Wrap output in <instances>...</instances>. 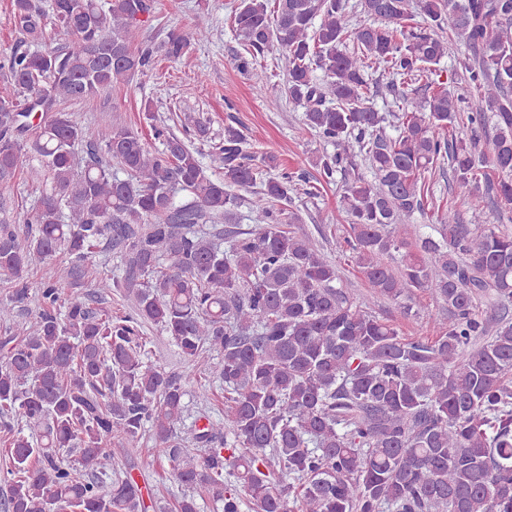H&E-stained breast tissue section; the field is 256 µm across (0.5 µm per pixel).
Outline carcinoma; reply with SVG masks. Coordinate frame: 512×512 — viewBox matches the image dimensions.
<instances>
[{
    "instance_id": "obj_1",
    "label": "carcinoma",
    "mask_w": 512,
    "mask_h": 512,
    "mask_svg": "<svg viewBox=\"0 0 512 512\" xmlns=\"http://www.w3.org/2000/svg\"><path fill=\"white\" fill-rule=\"evenodd\" d=\"M240 0L233 29L244 50L288 58V99L335 152L326 182L343 175L348 229L336 253L355 262L372 298L403 309L418 291L443 303L433 335L409 337L357 301L336 264L288 209L301 176L271 177L272 154L250 152L224 126L214 169L145 107L162 149L102 120L78 167L82 128L63 101L84 100L145 76L152 50L133 31L152 0H11V20L32 44L48 27L63 48L15 49L0 69V180L50 182L24 218L25 236L0 224V277L11 303L33 317L0 337V442L8 492L0 512H141L131 476L112 477V440L149 436L185 492L177 512H512V232L487 223L479 185L512 206V0ZM416 14L422 24L407 28ZM450 32H445V25ZM208 32L206 20L169 34L170 59ZM464 49L472 132L494 120L492 164L476 139L448 138L461 120L446 90L417 99L415 84ZM322 78L312 77L313 68ZM403 86L400 113L370 103L373 76ZM391 126L396 134L386 133ZM364 157L365 178L354 159ZM37 159L33 165L31 159ZM448 161L471 192V223L442 214L436 235L410 239L405 221L425 208L426 175ZM253 228L222 229L239 191L254 187ZM110 247L123 273L96 255ZM69 255L31 296L33 259ZM85 280L116 291L133 312L112 315L65 294ZM160 328L187 363L152 360L142 327ZM221 361L214 362V357ZM224 386V416L182 434L192 384ZM39 428L27 435L8 418ZM70 448L82 468L66 463Z\"/></svg>"
}]
</instances>
